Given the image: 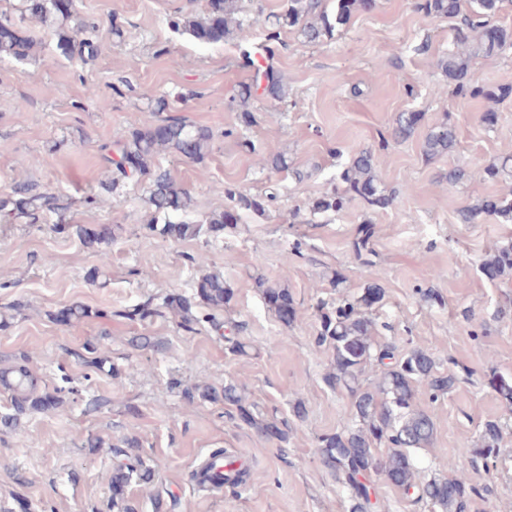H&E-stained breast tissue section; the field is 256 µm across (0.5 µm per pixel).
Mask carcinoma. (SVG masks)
<instances>
[{"mask_svg":"<svg viewBox=\"0 0 512 512\" xmlns=\"http://www.w3.org/2000/svg\"><path fill=\"white\" fill-rule=\"evenodd\" d=\"M501 2L415 0V9L427 18L459 19L454 34L458 50L440 63L448 86L459 98L497 104L512 97V85L488 86L479 82L471 71V54L468 52L474 43L487 56L512 48V27L495 22ZM373 6L374 0H336L335 10L329 12L322 7L321 0H284L282 10L277 14L265 17L263 10H257L253 23L264 28L269 42L278 41L283 30L297 27L306 42L318 43L332 36L336 28L346 25L355 10H369ZM26 12L31 19L53 29L57 48L68 59H93L102 46L121 37V25L115 17L107 26L91 24L94 38L79 37L86 23L77 11L56 8L53 0H26ZM243 23L242 0H206L200 12L171 20L175 30L189 34L202 44H217L232 38ZM37 47L38 42L26 28L7 18L0 20V60L32 59ZM241 64L256 70L257 75L253 82L239 85L229 107L239 112L242 124L252 126L257 124V117L249 107L250 101L259 93L280 101L287 97L288 89L275 67L269 63L256 64L251 52H241ZM168 109L167 99L159 98L154 111L144 116L129 130L125 141L118 144L115 176L106 189H116L120 180L132 174L149 177L148 205L153 218L146 228L163 238L177 241L218 237L225 230L234 228L243 213L264 215L276 200L274 194L252 195L227 183L224 198L230 203L228 208L215 211L202 221L174 219L176 214L192 209V197L170 171L155 164L156 158L170 153L201 162L210 149L212 134L209 129L196 127L181 117L155 119V113ZM421 119L418 112L398 113L391 140H408ZM455 145V126L446 118L428 130L422 141V152L431 158L453 151ZM260 162L275 171L289 168L288 158L282 153L262 155ZM481 177L488 182L511 178L512 162L506 157L489 164L481 171ZM378 181L374 152L360 149L351 155L336 184L310 201L308 208L315 214L338 212L358 198L369 209H386L392 205L393 196L385 193ZM44 215L55 216L53 228L56 232L74 234L84 246L94 249L100 265L90 272L89 278L97 282L100 268L110 263L108 247L120 227L73 224L71 202L32 183H20L14 188L13 195L0 198V222L3 224H12L18 219L32 224ZM481 215L512 223V190L500 196H490L460 211L464 224L472 223ZM372 237L373 227L363 223L356 228L352 241L355 258L366 264L371 263L369 255L373 251L369 244ZM479 268L492 281L512 275V243L487 254ZM257 286L262 288V296L277 321L285 328L292 326L296 307L288 289L270 284L262 277L257 278ZM194 288L195 292L190 296L170 293L160 303L149 298L117 312V316L130 321L152 322L169 312L179 318L181 327L191 332L193 324L199 322L193 312L195 306L222 311L233 298L232 288L226 285L224 275L220 273L203 274ZM385 294L381 280L377 279L366 283L359 295L340 298L331 309L322 300L316 303L319 330L315 345L330 356L324 380L330 387L346 392L350 398V424L339 432L318 438L322 462L347 489L348 512H370L375 507L372 497L376 495L377 478L401 489L412 502L424 504L430 512H467L470 500L479 494L478 489L467 482L468 472L479 463L486 464L497 457L502 423L497 419L485 421L479 444L468 455L453 458L436 455V463L448 470V477L420 480L419 466L412 451L434 447L435 423L432 416L419 407V396L436 400L458 383V377L440 371L435 353L429 349L414 347L401 352L390 342H378L373 311ZM90 315L89 308L79 303L59 313L60 319L67 323H78ZM85 351L90 354L86 364L97 370H103L110 362L109 356L98 345L88 344ZM26 362L27 357L21 355L0 365V390L10 398V412L0 416V425L14 432L18 431L21 419L27 414L52 411L62 403L56 394L40 388ZM368 372L375 378L371 388L363 384V376ZM487 385L503 403L512 405V377L494 371L488 375ZM186 399L190 403L200 400L234 406L239 419L266 439L286 443L290 438L292 426L289 419L247 403L244 388L235 382H226L220 388L198 385L186 392ZM140 446L135 436L126 437L121 444L113 446L115 456H124L126 460L116 462L112 469V512H132L127 504L131 483L149 484L154 478V470L143 459L128 455L129 449ZM383 446L388 451L381 455L379 448ZM237 462L238 457L231 453L226 452L222 457L216 455L209 466L193 471L191 479L204 488L209 482L215 487L240 488L247 484L249 470L246 466H235Z\"/></svg>","mask_w":512,"mask_h":512,"instance_id":"cac0c4a2","label":"carcinoma"}]
</instances>
